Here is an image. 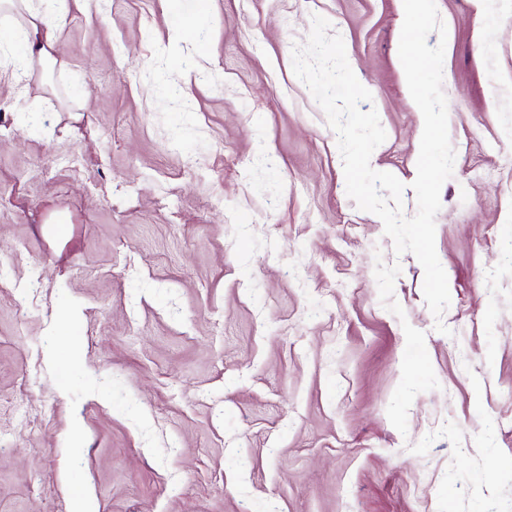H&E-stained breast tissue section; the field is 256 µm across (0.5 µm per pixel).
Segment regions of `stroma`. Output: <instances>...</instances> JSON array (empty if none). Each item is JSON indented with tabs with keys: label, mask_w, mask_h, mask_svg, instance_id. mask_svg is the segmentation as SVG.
Here are the masks:
<instances>
[{
	"label": "stroma",
	"mask_w": 512,
	"mask_h": 512,
	"mask_svg": "<svg viewBox=\"0 0 512 512\" xmlns=\"http://www.w3.org/2000/svg\"><path fill=\"white\" fill-rule=\"evenodd\" d=\"M436 6L439 318L292 70L325 17L415 215L402 0H86L0 71V512H512V0Z\"/></svg>",
	"instance_id": "35a3bbf8"
}]
</instances>
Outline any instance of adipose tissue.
<instances>
[{
    "label": "adipose tissue",
    "instance_id": "1",
    "mask_svg": "<svg viewBox=\"0 0 512 512\" xmlns=\"http://www.w3.org/2000/svg\"><path fill=\"white\" fill-rule=\"evenodd\" d=\"M36 9L31 0H0L1 12L22 10L26 13L23 25L14 30L10 39L0 38V54L8 56L14 73L26 72L32 64H45L52 60L59 44V31L65 15L57 0H42Z\"/></svg>",
    "mask_w": 512,
    "mask_h": 512
}]
</instances>
